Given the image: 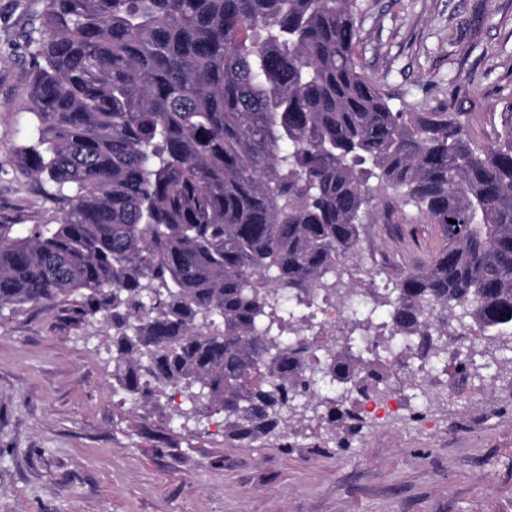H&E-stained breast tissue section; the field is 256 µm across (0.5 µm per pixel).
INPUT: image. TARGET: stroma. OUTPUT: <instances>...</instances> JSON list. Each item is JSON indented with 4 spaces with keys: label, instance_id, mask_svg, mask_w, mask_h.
Segmentation results:
<instances>
[{
    "label": "stroma",
    "instance_id": "1",
    "mask_svg": "<svg viewBox=\"0 0 512 512\" xmlns=\"http://www.w3.org/2000/svg\"><path fill=\"white\" fill-rule=\"evenodd\" d=\"M42 0H0V224L55 223L39 179L16 172ZM359 60L404 112H458L477 141L512 106V0H359ZM403 201H376L357 278L386 291L412 270L390 233ZM428 417L368 422L339 448L305 421L294 447L225 441L185 420L184 394L140 409L113 394L112 338L53 309H0V512H512V386L443 379Z\"/></svg>",
    "mask_w": 512,
    "mask_h": 512
}]
</instances>
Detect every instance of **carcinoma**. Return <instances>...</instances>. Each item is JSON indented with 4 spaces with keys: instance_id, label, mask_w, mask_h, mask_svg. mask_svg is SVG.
Returning <instances> with one entry per match:
<instances>
[{
    "instance_id": "cac0c4a2",
    "label": "carcinoma",
    "mask_w": 512,
    "mask_h": 512,
    "mask_svg": "<svg viewBox=\"0 0 512 512\" xmlns=\"http://www.w3.org/2000/svg\"><path fill=\"white\" fill-rule=\"evenodd\" d=\"M358 0H45L25 33L30 141L57 222L0 224V309L112 329L117 393H188L250 446L307 412L354 434L352 396L390 391L374 350L340 371L298 309L337 299L352 332L405 339L424 387L453 352L512 344V109L488 143L456 112H400L358 59ZM391 189L437 225L430 262L380 297L329 279ZM389 307L376 322L377 307Z\"/></svg>"
}]
</instances>
